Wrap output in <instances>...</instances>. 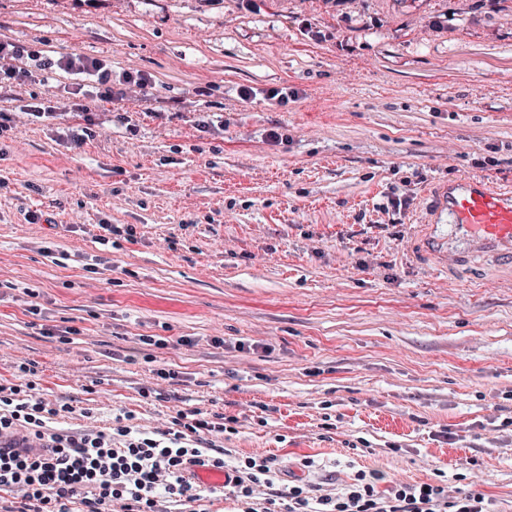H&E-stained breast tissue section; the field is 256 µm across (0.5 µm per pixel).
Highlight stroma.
I'll return each instance as SVG.
<instances>
[{"label": "stroma", "instance_id": "stroma-1", "mask_svg": "<svg viewBox=\"0 0 512 512\" xmlns=\"http://www.w3.org/2000/svg\"><path fill=\"white\" fill-rule=\"evenodd\" d=\"M0 39L154 81L79 149L68 74L0 90L1 399L512 512V272L413 250L435 183L512 184V0H0Z\"/></svg>", "mask_w": 512, "mask_h": 512}]
</instances>
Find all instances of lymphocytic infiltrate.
Instances as JSON below:
<instances>
[{
	"label": "lymphocytic infiltrate",
	"instance_id": "lymphocytic-infiltrate-1",
	"mask_svg": "<svg viewBox=\"0 0 512 512\" xmlns=\"http://www.w3.org/2000/svg\"><path fill=\"white\" fill-rule=\"evenodd\" d=\"M36 69L49 76L59 70L69 74L75 96L71 109L81 113L87 100L123 99L131 84L144 91L152 87L142 73L113 78L110 66L79 52L42 60ZM23 410L19 404L9 415L0 414V488L23 490L45 512H67L65 501L83 498L91 486L98 494L83 498L87 512H105V505L116 501L124 502L125 512H163L165 502L184 506L199 501L194 469L204 465L212 448L205 438L186 446L177 435L159 438L128 427L114 436L47 427L21 437L16 427ZM288 496V512H485L478 494L457 496L420 484L382 491L372 478L333 495L308 496L292 487Z\"/></svg>",
	"mask_w": 512,
	"mask_h": 512
}]
</instances>
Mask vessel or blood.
<instances>
[{
	"mask_svg": "<svg viewBox=\"0 0 512 512\" xmlns=\"http://www.w3.org/2000/svg\"><path fill=\"white\" fill-rule=\"evenodd\" d=\"M428 213L431 222L414 248L433 266L488 256L512 264V188L470 178L443 181L429 194Z\"/></svg>",
	"mask_w": 512,
	"mask_h": 512,
	"instance_id": "b4317fda",
	"label": "vessel or blood"
}]
</instances>
